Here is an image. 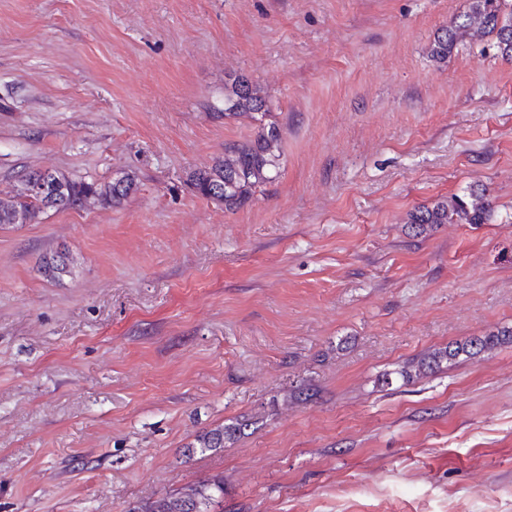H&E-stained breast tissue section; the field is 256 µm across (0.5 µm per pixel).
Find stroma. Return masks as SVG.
<instances>
[{
  "label": "stroma",
  "mask_w": 512,
  "mask_h": 512,
  "mask_svg": "<svg viewBox=\"0 0 512 512\" xmlns=\"http://www.w3.org/2000/svg\"><path fill=\"white\" fill-rule=\"evenodd\" d=\"M465 0H0V198L21 172L136 178L0 226V512H133L214 475L224 512H512V57ZM282 129L234 210L187 178ZM486 190L484 224L409 212ZM66 254L59 278L44 261ZM251 419L223 451L196 435ZM467 10L450 26L439 29L433 39L430 55L445 60L459 39L469 36L494 37L502 55L512 57V3L510 0H467ZM222 114L224 122L254 114L259 130L253 139L226 146L224 158L208 170L192 172L188 181L195 193L212 201H217L210 195L213 186L223 185L224 194L217 197L222 198L217 202L223 203L226 210H234L274 178L279 168L282 131L276 121L269 119L272 112L266 97L242 75L224 83ZM512 342V330L500 329L490 331L484 336H474L462 342L448 344L422 353L419 357L405 364L397 374L406 383L448 368L461 356L472 358L481 352L490 350L505 343Z\"/></svg>",
  "instance_id": "35a3bbf8"
}]
</instances>
